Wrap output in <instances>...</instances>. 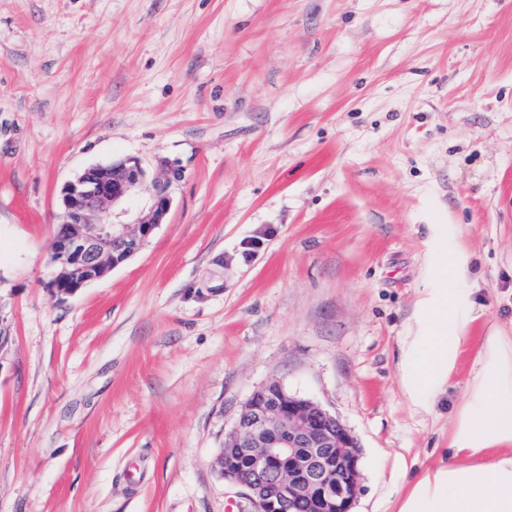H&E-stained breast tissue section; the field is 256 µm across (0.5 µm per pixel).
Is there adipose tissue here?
I'll list each match as a JSON object with an SVG mask.
<instances>
[{"mask_svg":"<svg viewBox=\"0 0 512 512\" xmlns=\"http://www.w3.org/2000/svg\"><path fill=\"white\" fill-rule=\"evenodd\" d=\"M474 321L469 294L426 289L399 368L415 411H431L454 375ZM474 375L451 418L445 461L428 469L397 512H512V336L482 337Z\"/></svg>","mask_w":512,"mask_h":512,"instance_id":"ef3b65f1","label":"adipose tissue"}]
</instances>
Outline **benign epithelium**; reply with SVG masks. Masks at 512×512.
Wrapping results in <instances>:
<instances>
[{
	"label": "benign epithelium",
	"mask_w": 512,
	"mask_h": 512,
	"mask_svg": "<svg viewBox=\"0 0 512 512\" xmlns=\"http://www.w3.org/2000/svg\"><path fill=\"white\" fill-rule=\"evenodd\" d=\"M180 177L171 169L152 179L150 201L131 223L114 221L112 208L149 180L140 161L91 166L65 185L50 242L55 292L72 295L134 256L163 223ZM360 461L356 437L336 415L273 380L250 394L215 466L256 512H290L301 502L315 512H352Z\"/></svg>",
	"instance_id": "obj_1"
}]
</instances>
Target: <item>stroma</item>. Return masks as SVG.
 I'll return each mask as SVG.
<instances>
[{
  "mask_svg": "<svg viewBox=\"0 0 512 512\" xmlns=\"http://www.w3.org/2000/svg\"><path fill=\"white\" fill-rule=\"evenodd\" d=\"M177 168L163 224L62 297L63 187ZM480 313L435 412L401 387L442 249ZM512 329V0H0V512H252L215 457L277 380L393 512ZM471 256L461 245L452 252L450 261L446 255L445 261L434 266V274L440 280L464 281L469 277Z\"/></svg>",
  "mask_w": 512,
  "mask_h": 512,
  "instance_id": "obj_1",
  "label": "stroma"
}]
</instances>
